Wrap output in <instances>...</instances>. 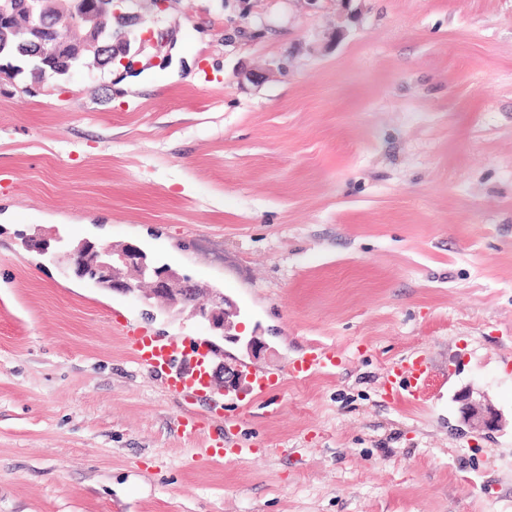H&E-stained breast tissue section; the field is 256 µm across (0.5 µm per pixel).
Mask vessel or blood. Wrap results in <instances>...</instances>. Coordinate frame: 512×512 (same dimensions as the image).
Segmentation results:
<instances>
[{
	"mask_svg": "<svg viewBox=\"0 0 512 512\" xmlns=\"http://www.w3.org/2000/svg\"><path fill=\"white\" fill-rule=\"evenodd\" d=\"M126 345L134 360L144 366L170 395L185 401L188 409L181 418V426L186 434H198L201 415L195 411L194 405L209 391L206 372L211 357L203 341L134 333L127 336ZM335 366V349L321 346L311 348L292 360L282 372L261 374L247 368L243 375L253 398L262 400L280 390L287 381L301 382L314 374L331 371ZM427 376L424 357L413 353L390 365L383 387L387 394L403 397L418 389ZM252 454L249 448L225 449L223 432H211L206 437V457L221 459L229 455L243 461Z\"/></svg>",
	"mask_w": 512,
	"mask_h": 512,
	"instance_id": "1",
	"label": "vessel or blood"
}]
</instances>
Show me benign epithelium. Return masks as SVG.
<instances>
[{"label":"benign epithelium","instance_id":"obj_1","mask_svg":"<svg viewBox=\"0 0 512 512\" xmlns=\"http://www.w3.org/2000/svg\"><path fill=\"white\" fill-rule=\"evenodd\" d=\"M64 8L70 20L89 30L105 22L106 17L83 5V0H45L38 16H29L28 29L23 32L25 41L35 47L34 56L48 66L45 76L56 79L70 73V67L52 62L58 51L68 46L62 27L50 20L52 11ZM18 4L13 0H0V29L9 27L17 19ZM57 262L76 276L94 281L99 287L124 295L142 296L146 300L157 299L170 309H178L187 317L205 321L221 332V337L238 342L241 340L237 304L224 293L207 288L198 282L184 278L178 270L169 266L157 268L149 264L146 255L136 245L97 247L83 241L57 256ZM148 288H142V285ZM223 374L220 387L237 389L243 381L241 370L224 363L218 364L210 374L215 379ZM454 401L459 404L461 421L476 432L492 433L503 429L502 414L492 404L487 392L471 385L458 390Z\"/></svg>","mask_w":512,"mask_h":512}]
</instances>
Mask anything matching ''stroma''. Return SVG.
<instances>
[{"mask_svg": "<svg viewBox=\"0 0 512 512\" xmlns=\"http://www.w3.org/2000/svg\"><path fill=\"white\" fill-rule=\"evenodd\" d=\"M139 0L127 65L0 79V512H512V0ZM46 239L48 251L27 246ZM132 243L220 289L242 340L55 260ZM336 371L227 409L210 459L115 323ZM259 336L253 355L244 342ZM419 349L427 386L390 398ZM459 404L461 421L476 432L492 433L503 429L502 414L492 404L487 392L471 385L464 386L454 395ZM224 431L219 429L216 433L209 432L206 436L205 443V455L208 458H219L222 459L227 456H232L238 461L249 459L254 451L253 448H230L229 451H224Z\"/></svg>", "mask_w": 512, "mask_h": 512, "instance_id": "stroma-1", "label": "stroma"}]
</instances>
